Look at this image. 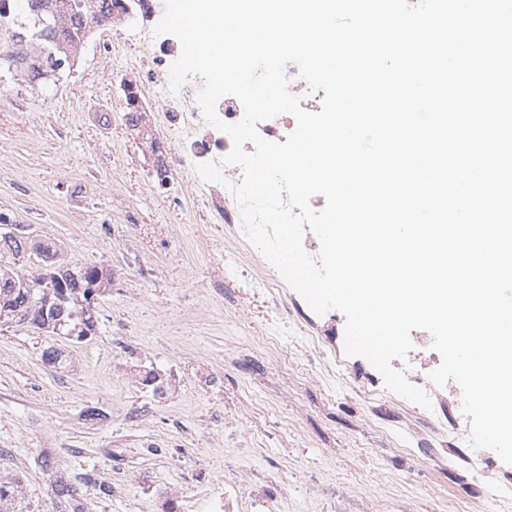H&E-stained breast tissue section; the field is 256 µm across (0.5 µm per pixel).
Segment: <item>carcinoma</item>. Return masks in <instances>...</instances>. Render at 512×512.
Returning <instances> with one entry per match:
<instances>
[{"instance_id": "cac0c4a2", "label": "carcinoma", "mask_w": 512, "mask_h": 512, "mask_svg": "<svg viewBox=\"0 0 512 512\" xmlns=\"http://www.w3.org/2000/svg\"><path fill=\"white\" fill-rule=\"evenodd\" d=\"M50 9L59 14V26L52 29L41 24V17ZM23 11L28 22L20 24L19 48L9 58L18 66H27L31 79L38 80L44 78V74L35 65L29 51L30 42L36 40L56 52L60 62L57 69L72 67L75 60L68 58L62 49L74 44L84 45L92 28L111 22L112 0H24ZM24 252L26 242L21 237L0 233V263H14ZM56 276L50 292L57 306L44 307L40 305L42 289L37 288L31 294L26 288H15L3 280L0 272V310L8 306L30 311L32 320L56 335L72 334L78 341L92 336L98 319L90 295H100L102 288L111 282V276L104 268L92 264L67 268L57 272ZM55 497L61 508L72 512L83 509L79 488L63 476L56 478Z\"/></svg>"}]
</instances>
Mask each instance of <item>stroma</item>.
<instances>
[{
    "label": "stroma",
    "instance_id": "1",
    "mask_svg": "<svg viewBox=\"0 0 512 512\" xmlns=\"http://www.w3.org/2000/svg\"><path fill=\"white\" fill-rule=\"evenodd\" d=\"M130 26L94 27L71 70L47 81L10 67L17 25L0 23V214L36 241L54 244L59 265L112 272L98 296L95 336L75 342L26 325L0 330V486L9 512H61L54 481L65 473L84 512H173L187 499L205 507L224 465V406L236 407L249 459L275 465L290 512H320L304 471H356L383 479L392 494L416 497L418 512H441L467 473L462 449L437 481L408 488L379 449L383 430L428 444L396 408L371 412L345 387L268 361L225 366L248 348L239 320L208 292L224 275L223 225L196 224L159 201L150 180L148 135L113 111L120 59L99 50ZM214 249L201 252L197 244ZM55 347L67 364L44 362ZM156 374L162 391L143 385ZM51 455L54 469L40 460Z\"/></svg>",
    "mask_w": 512,
    "mask_h": 512
}]
</instances>
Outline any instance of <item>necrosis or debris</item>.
Here are the masks:
<instances>
[{"label": "necrosis or debris", "mask_w": 512, "mask_h": 512, "mask_svg": "<svg viewBox=\"0 0 512 512\" xmlns=\"http://www.w3.org/2000/svg\"><path fill=\"white\" fill-rule=\"evenodd\" d=\"M162 0H114L113 13L130 18L134 26L125 39L126 62L139 74L138 81L119 82L115 106L124 112L128 123H135L141 112L153 110L154 99H162L164 108L157 121L165 133L164 142L154 145L152 179L163 191L159 201L165 206L188 209L191 219L199 224L220 221L232 236L224 248V277L210 283L212 296L222 298L230 312L244 310L248 301H259L265 315L247 323L252 346L263 355L288 354L299 351L300 371L321 374L337 373L349 391L365 405L374 407L390 400L415 418L420 427L440 436L455 434L468 442L471 422L462 410V390L456 383L443 386L432 383L430 375L441 364L440 354L433 349L428 331L413 336V348L406 358L392 360L393 368L404 372L407 379L422 388L432 406L410 402L391 391L381 373L364 357L347 355L344 350L345 317L334 310L301 318L297 309L301 301L282 278L277 268L255 246L249 245L243 232L240 210L231 192L242 180L240 165L224 167V183L204 181L196 172L199 163L225 156L232 148L228 135L206 123L196 102L203 85L201 78L190 77L178 93L168 90L169 68L181 52L179 40L170 34H155L162 18ZM150 47L149 55L138 53L139 45ZM154 111V110H153ZM179 183L176 194H168L172 183ZM203 199V207H190V200ZM389 457L406 464L403 482L415 483L427 472L445 468L448 451L444 448L416 449L402 435L386 434L381 438ZM469 471L460 494L448 501V512H483L486 505L499 512H512V465L487 448L467 450ZM280 484L273 468L239 470L232 458L224 460V484L210 495L208 512H281ZM381 485L345 480L333 476H310L306 493L323 502L329 512H375Z\"/></svg>", "instance_id": "obj_1"}]
</instances>
